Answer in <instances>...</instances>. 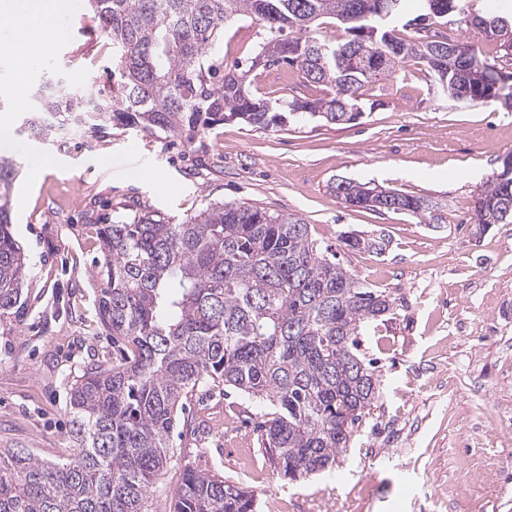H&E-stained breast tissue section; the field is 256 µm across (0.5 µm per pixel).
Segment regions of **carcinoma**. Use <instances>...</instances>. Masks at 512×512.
Instances as JSON below:
<instances>
[{
	"label": "carcinoma",
	"mask_w": 512,
	"mask_h": 512,
	"mask_svg": "<svg viewBox=\"0 0 512 512\" xmlns=\"http://www.w3.org/2000/svg\"><path fill=\"white\" fill-rule=\"evenodd\" d=\"M89 0L112 40L113 98L74 96L46 83L21 128L46 140L56 131L95 133L110 125L174 134L243 121L268 130L288 112L330 124L363 118L365 88L406 66H422L433 91L472 104L497 102L512 111V83L498 78L512 60V18L498 23L496 55L461 44L453 66L422 30L468 24L471 0L432 14L429 0ZM416 9L414 35L401 38L390 20ZM248 17L264 37L249 66L224 65L209 50L224 23ZM323 24L342 35L314 37ZM297 67L307 83L330 88L323 98L288 105L253 92L268 66ZM16 163L0 160V316L25 308L27 256L12 230ZM348 180L336 197L371 211L423 218L438 209L400 190L388 197ZM475 228L512 223V169H500L477 194ZM103 261L96 300L100 324L120 357L86 368L71 384L68 410L73 455L62 462L27 448L0 452V512H150L159 475L174 456L176 413L202 385L233 387L271 408L262 445L284 475L324 471L348 447L354 428L379 396L373 361L360 352L361 331L387 321L395 301L359 283L332 247L311 235L296 214L245 202L209 204L179 224L155 211L95 225ZM353 251L380 254L389 240L342 236ZM164 512H257L254 495L195 469L165 499Z\"/></svg>",
	"instance_id": "carcinoma-1"
}]
</instances>
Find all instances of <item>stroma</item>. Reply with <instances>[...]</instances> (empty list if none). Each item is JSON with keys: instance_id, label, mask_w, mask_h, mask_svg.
Masks as SVG:
<instances>
[{"instance_id": "obj_1", "label": "stroma", "mask_w": 512, "mask_h": 512, "mask_svg": "<svg viewBox=\"0 0 512 512\" xmlns=\"http://www.w3.org/2000/svg\"><path fill=\"white\" fill-rule=\"evenodd\" d=\"M262 25L224 27L215 51L247 61ZM15 62L0 54V119L16 145L20 175L14 235L30 265L20 317H0V448H31L48 460L73 451L67 400L91 362L112 361V339L96 311L101 253L88 218L155 210L179 222L214 201L237 200L302 217L357 281L396 300L393 320L367 328L379 397L336 464L293 481L267 456L265 407L223 388L186 405L196 430L173 436L154 507L185 468L254 491L258 512H512V224L476 232L474 198L512 153V112L498 103L438 97L425 71L407 67L374 89L377 105L358 125L292 121L265 131L226 122L194 136L112 128L43 143L18 135ZM71 92H112V44L90 10L27 72L28 93L51 78ZM260 95L285 102L324 97L296 68L276 64ZM55 158L33 172L34 155ZM339 177L442 202L425 219L345 204ZM385 231L382 255L344 250L346 232Z\"/></svg>"}]
</instances>
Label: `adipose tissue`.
<instances>
[{"label": "adipose tissue", "mask_w": 512, "mask_h": 512, "mask_svg": "<svg viewBox=\"0 0 512 512\" xmlns=\"http://www.w3.org/2000/svg\"><path fill=\"white\" fill-rule=\"evenodd\" d=\"M62 0H0V22L15 34L7 50L21 70H29L43 52L64 37L57 24Z\"/></svg>", "instance_id": "obj_1"}]
</instances>
